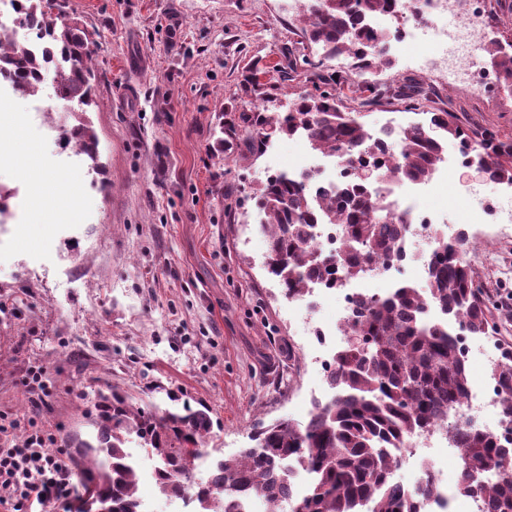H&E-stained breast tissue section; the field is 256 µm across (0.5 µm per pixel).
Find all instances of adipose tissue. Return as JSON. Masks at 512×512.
I'll return each instance as SVG.
<instances>
[{
    "mask_svg": "<svg viewBox=\"0 0 512 512\" xmlns=\"http://www.w3.org/2000/svg\"><path fill=\"white\" fill-rule=\"evenodd\" d=\"M36 144L20 127L13 126L7 137H0V156L12 161L24 174L31 176L36 199L50 197L51 208L35 207L31 221L35 224H56L74 219L81 202L74 182H62L58 177L48 176L37 168Z\"/></svg>",
    "mask_w": 512,
    "mask_h": 512,
    "instance_id": "adipose-tissue-1",
    "label": "adipose tissue"
}]
</instances>
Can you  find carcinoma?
I'll use <instances>...</instances> for the list:
<instances>
[{"mask_svg": "<svg viewBox=\"0 0 512 512\" xmlns=\"http://www.w3.org/2000/svg\"><path fill=\"white\" fill-rule=\"evenodd\" d=\"M15 4L16 23L32 29L42 51L32 52L23 41H0V74L13 81V92L30 96L48 82L59 98L90 105L96 33L68 14L67 0ZM303 8L308 40L321 45L326 57L353 58L358 69L374 66L373 48L384 40L369 18L398 14L397 0H311ZM485 51L504 87L512 91V52L498 44ZM429 124L400 130V158L390 167L376 168L378 178L425 180L445 153L444 141L466 145L471 140L453 112H432ZM299 132L308 136L313 150L351 167L358 149H383L356 113L342 110L325 90L298 98L283 116L239 113L221 127L217 145L222 150L238 141L256 157L272 137ZM66 139L89 157L96 156L98 138L90 126L72 127ZM479 146L489 158L485 175L497 183H512V140L489 131ZM369 186L353 175L335 199L320 202L303 182L280 174L256 190L270 242L268 272L286 296L301 297L320 284L333 287L340 276L362 277L372 263L399 248L406 225L369 198ZM317 224L343 225L341 260L312 245ZM468 243L464 232L452 243L435 239L428 288L401 284L385 297L360 301L347 332V339L357 338L359 344L342 346L328 375L336 398L316 408L305 423L282 418L258 424L252 434L255 446L236 458L216 461L204 479L196 471L203 456L200 443L213 428L207 406L176 407L179 396L169 391L171 407H135L111 386L98 389L94 411L87 416L95 438L77 432L61 437L71 449L79 485L73 512H141L138 464L128 448L134 440L155 462L160 494L177 497L186 506L196 504L194 512H234L243 494L276 505L290 495L288 473L294 469L313 475L308 494L294 503L302 512H416L415 499L438 494V486L428 468L416 487L391 481L397 467L393 449L428 427L440 426L458 448L457 489L481 498L484 512H512V479L499 476L512 472V436L498 437L449 419L469 390L466 362L455 341V318H461L459 328L473 335L495 331L493 301L465 260ZM432 303L448 311V324L424 319ZM503 365L502 371L494 365L492 376L505 393L501 413L506 429L512 430V353ZM476 473L483 475L479 485L472 480Z\"/></svg>", "mask_w": 512, "mask_h": 512, "instance_id": "carcinoma-1", "label": "carcinoma"}]
</instances>
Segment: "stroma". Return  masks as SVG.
Masks as SVG:
<instances>
[{"label": "stroma", "instance_id": "1", "mask_svg": "<svg viewBox=\"0 0 512 512\" xmlns=\"http://www.w3.org/2000/svg\"><path fill=\"white\" fill-rule=\"evenodd\" d=\"M68 11L99 36L95 104L56 112L48 97L0 91L39 146V169L75 180L82 197L77 219L42 228L30 221L31 182L0 163V185L18 191L0 220V414L84 433L100 386L136 406L165 401L169 388L209 407L203 448L237 457L252 447L255 423L305 422L326 389L300 299L265 269L268 235L253 197L308 145L283 135L256 158L216 148L220 123L254 109L242 91L251 66L273 112L340 75L338 102L372 129L445 109L473 136L512 138V100L487 103L414 65L435 51L426 36L366 79L331 59L311 68L321 50L284 0H68ZM370 83L389 93L366 106ZM407 86L422 90L419 109L398 100ZM81 121L97 133V160L62 143ZM489 190L474 169L451 170L422 204L472 232ZM486 230L494 243L466 252L496 304L497 331L479 344L512 349V223ZM33 366L50 383L40 411L25 388Z\"/></svg>", "mask_w": 512, "mask_h": 512}]
</instances>
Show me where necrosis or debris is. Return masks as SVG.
Masks as SVG:
<instances>
[{
  "instance_id": "necrosis-or-debris-1",
  "label": "necrosis or debris",
  "mask_w": 512,
  "mask_h": 512,
  "mask_svg": "<svg viewBox=\"0 0 512 512\" xmlns=\"http://www.w3.org/2000/svg\"><path fill=\"white\" fill-rule=\"evenodd\" d=\"M420 3V12L411 14L394 30L383 44V51H394L411 41L417 32L433 35L440 46L435 62L455 77L456 88L480 93L499 91L501 75L481 62L484 42L480 23L482 17L488 14L487 0H420ZM288 176L298 181H309L311 188L325 197L334 196L350 181V173L341 162L313 165L304 158L289 167ZM439 183L438 175L415 183V197L402 203L393 201L392 183L371 185L372 200L390 204L393 217L406 220L409 230L400 248L387 260L375 265L363 285L346 280L336 287L335 292L341 298L336 309V321L331 327L319 328L315 334V346L323 351L317 362L323 368H331L334 356L329 353L328 346L333 339L344 336L359 300L380 296V284L394 281L396 273L408 266L414 267L420 278H427V256L434 239L452 242L457 238L460 232L458 226L446 224L438 213L425 211L419 206V196L435 192ZM441 448L447 449L452 456L457 453L456 448L450 447L444 431H425L419 434L416 441L401 448V462L409 465L425 461L441 476L442 461L436 456Z\"/></svg>"
}]
</instances>
